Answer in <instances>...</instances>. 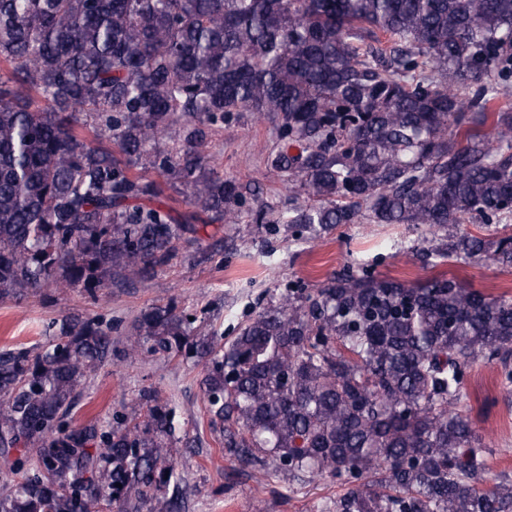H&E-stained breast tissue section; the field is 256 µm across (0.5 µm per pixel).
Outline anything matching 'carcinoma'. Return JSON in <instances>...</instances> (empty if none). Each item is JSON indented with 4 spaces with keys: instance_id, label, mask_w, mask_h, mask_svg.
Listing matches in <instances>:
<instances>
[{
    "instance_id": "cac0c4a2",
    "label": "carcinoma",
    "mask_w": 512,
    "mask_h": 512,
    "mask_svg": "<svg viewBox=\"0 0 512 512\" xmlns=\"http://www.w3.org/2000/svg\"><path fill=\"white\" fill-rule=\"evenodd\" d=\"M235 112L278 121L267 164L288 205L258 223L506 224L512 0H0V300L144 280L196 224L239 223L243 186L200 151ZM430 253L512 268V235ZM51 327L42 349L0 353V446L36 455L0 512H175L159 496L178 467L171 413L146 390L141 422L64 429L112 341L93 317ZM145 349L205 364L230 457L350 486L336 512H512L464 406L479 362L512 391L509 292L353 272L228 342L150 306L127 356Z\"/></svg>"
}]
</instances>
